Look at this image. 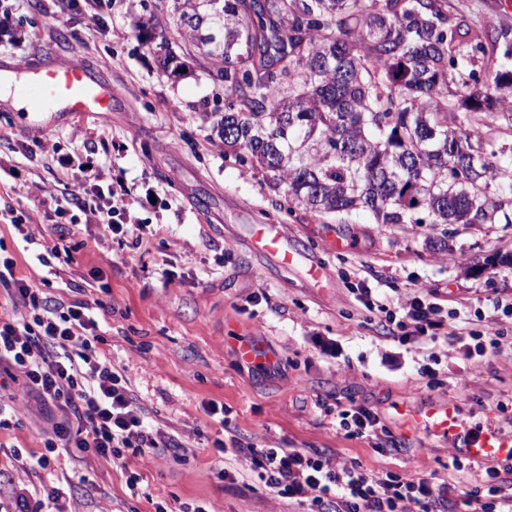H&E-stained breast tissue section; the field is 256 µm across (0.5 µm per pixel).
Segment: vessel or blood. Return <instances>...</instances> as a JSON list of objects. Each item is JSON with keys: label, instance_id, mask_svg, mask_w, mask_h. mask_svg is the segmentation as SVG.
Instances as JSON below:
<instances>
[{"label": "vessel or blood", "instance_id": "b4317fda", "mask_svg": "<svg viewBox=\"0 0 512 512\" xmlns=\"http://www.w3.org/2000/svg\"><path fill=\"white\" fill-rule=\"evenodd\" d=\"M117 100L109 79L68 59L52 65L0 64V109L17 113L21 127L37 134L51 132L78 115L113 111ZM253 236L257 250L279 264L290 266L298 261L280 225H257ZM406 413L410 423L440 437L460 434L465 427L464 420L444 405L424 410L411 404ZM469 455L476 460L510 458L512 438L489 431L478 446L470 448Z\"/></svg>", "mask_w": 512, "mask_h": 512}]
</instances>
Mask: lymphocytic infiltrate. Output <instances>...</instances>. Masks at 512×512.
<instances>
[{
  "label": "lymphocytic infiltrate",
  "mask_w": 512,
  "mask_h": 512,
  "mask_svg": "<svg viewBox=\"0 0 512 512\" xmlns=\"http://www.w3.org/2000/svg\"><path fill=\"white\" fill-rule=\"evenodd\" d=\"M61 171L78 167L82 177L66 187L57 213L80 211L98 225L102 237L117 241L134 234L130 215L133 188L123 179L100 187L94 165L58 158ZM13 257L0 258V430L17 427L15 405L28 395L54 414L42 445L11 448V469L48 471L60 456L75 461L97 458L120 462L129 498L142 494L143 475L133 459L148 452H168L187 460L188 448L159 422L150 420L124 370L113 366L101 333L105 303L94 298L98 281L55 297L15 273ZM227 456L219 480L259 481L278 496L306 503L308 512H436L445 504L462 512H512V496L500 493V471L486 470L483 489H465L397 473H373L333 454L267 445L223 441L214 444Z\"/></svg>",
  "instance_id": "lymphocytic-infiltrate-1"
}]
</instances>
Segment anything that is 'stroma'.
<instances>
[{
	"label": "stroma",
	"mask_w": 512,
	"mask_h": 512,
	"mask_svg": "<svg viewBox=\"0 0 512 512\" xmlns=\"http://www.w3.org/2000/svg\"><path fill=\"white\" fill-rule=\"evenodd\" d=\"M161 0H98L99 24L86 25L85 0L54 13L52 0H0L8 11L0 29V60L39 64L64 56L111 77L117 111L76 117L44 136L20 128L0 111V165L10 168L15 207L33 213L28 230L47 238L58 218L54 196L61 175L38 144L90 156L102 183L116 176L136 184L132 212L147 236L118 246L98 225L79 223V239L93 241L59 274L20 249L21 237L0 224V248L16 260L17 276L57 295L103 276L108 306L102 330L115 367L125 370L151 417L170 427L194 452L181 462L148 453L134 464L145 497L130 500L120 465L61 459L54 473L13 472L0 481V501L18 482L39 489L68 478L63 512H153L154 499L202 500L215 512H306L261 485L220 481L221 435L261 445L276 442L336 454L370 472L424 477L433 484L481 485L486 464L465 456L468 435L436 437L405 423L399 410L448 404L470 427L512 436V319L495 316L512 304V224H377L365 214L324 221L283 210L284 199L260 176L225 162L210 140L205 113L214 111L213 83L193 58L164 75L157 53L136 29L159 13ZM448 13L489 24L512 38V6L505 0H448ZM284 225L293 244L325 268L321 280L283 267L254 250L249 229ZM351 241L336 250L335 237ZM377 288L392 305L421 297L448 308L437 335L390 337L381 315L359 300L360 285ZM502 333L499 348L469 356L463 336ZM262 342L275 360L265 368L240 360L241 340ZM228 409L227 425L206 415L209 402ZM376 412L394 450L372 437H349L336 415L350 406ZM20 424L0 431V461L12 445L37 448L52 416L32 396L16 405ZM459 456L462 471L449 469Z\"/></svg>",
	"instance_id": "1"
}]
</instances>
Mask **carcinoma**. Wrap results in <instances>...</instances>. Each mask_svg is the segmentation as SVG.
Here are the masks:
<instances>
[{
    "instance_id": "carcinoma-1",
    "label": "carcinoma",
    "mask_w": 512,
    "mask_h": 512,
    "mask_svg": "<svg viewBox=\"0 0 512 512\" xmlns=\"http://www.w3.org/2000/svg\"><path fill=\"white\" fill-rule=\"evenodd\" d=\"M169 63L199 53L224 91V158L288 212L377 224H512V66L482 81L503 34L447 0H172L142 26Z\"/></svg>"
}]
</instances>
